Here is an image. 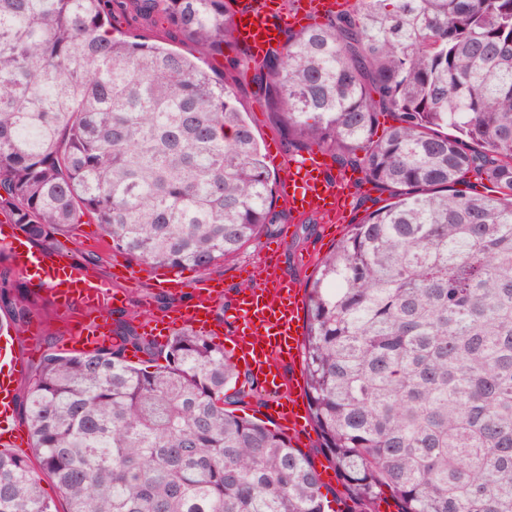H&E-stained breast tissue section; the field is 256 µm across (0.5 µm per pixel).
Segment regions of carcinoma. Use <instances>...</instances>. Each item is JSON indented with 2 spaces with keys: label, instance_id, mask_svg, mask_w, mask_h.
<instances>
[{
  "label": "carcinoma",
  "instance_id": "cac0c4a2",
  "mask_svg": "<svg viewBox=\"0 0 512 512\" xmlns=\"http://www.w3.org/2000/svg\"><path fill=\"white\" fill-rule=\"evenodd\" d=\"M236 3L0 0L7 222L32 242L95 224L138 266L200 274L283 223L236 89L145 35L221 56ZM231 66L288 153L324 149L393 198L307 285L306 396L348 512L384 488L397 512H512V0H355ZM469 173L483 191L455 188ZM10 288L1 269L18 332ZM138 317L99 350L46 344L0 512H326L310 457L231 409L255 387L224 347L189 327L159 345Z\"/></svg>",
  "mask_w": 512,
  "mask_h": 512
}]
</instances>
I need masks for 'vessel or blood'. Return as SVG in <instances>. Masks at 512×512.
Here are the masks:
<instances>
[{"label": "vessel or blood", "mask_w": 512, "mask_h": 512, "mask_svg": "<svg viewBox=\"0 0 512 512\" xmlns=\"http://www.w3.org/2000/svg\"><path fill=\"white\" fill-rule=\"evenodd\" d=\"M284 0H239L235 19L238 38L255 58H262L272 43L282 42L288 28ZM319 149L302 159L289 160L288 177L279 194L290 217L322 215L331 223H347L353 210L346 173L330 176ZM0 250L7 252L15 271L31 287L47 291L61 312L78 309L84 318L73 343L81 350H94L112 341L111 325L105 318L116 298L107 292L88 269L69 262L65 255L35 248L16 226L0 224ZM194 300L173 314L154 320L148 336L165 337L179 327L208 334L218 324L231 327L233 354L248 371L257 388L269 395V415L287 421L289 440L298 442L307 434L306 400L297 368L299 341L304 334L306 298L295 277L281 269L265 274L257 286L237 301L224 318L215 307L222 291L204 279L189 285ZM25 363L13 349L0 352V446L21 445L23 426L16 412L17 385Z\"/></svg>", "instance_id": "obj_1"}]
</instances>
